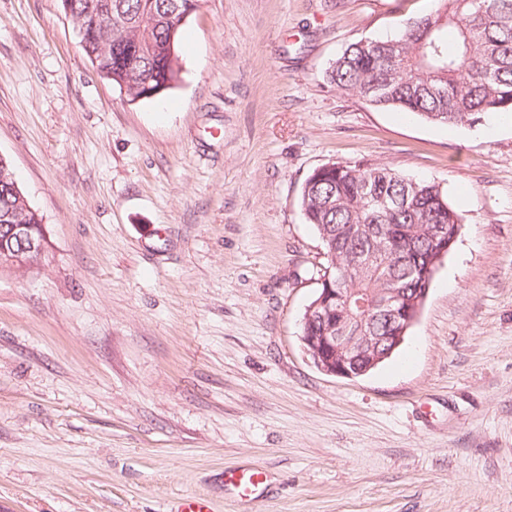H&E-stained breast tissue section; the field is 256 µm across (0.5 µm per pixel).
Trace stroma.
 I'll return each instance as SVG.
<instances>
[{
    "label": "stroma",
    "instance_id": "obj_1",
    "mask_svg": "<svg viewBox=\"0 0 512 512\" xmlns=\"http://www.w3.org/2000/svg\"><path fill=\"white\" fill-rule=\"evenodd\" d=\"M433 0H201L180 77L130 101L58 0H0V154L43 267L0 272V512H512V115L446 126L326 81ZM446 190L461 219L367 375L300 340L326 266L299 201L334 162ZM269 475L258 468L225 470L224 489L238 501L257 502L263 498Z\"/></svg>",
    "mask_w": 512,
    "mask_h": 512
}]
</instances>
